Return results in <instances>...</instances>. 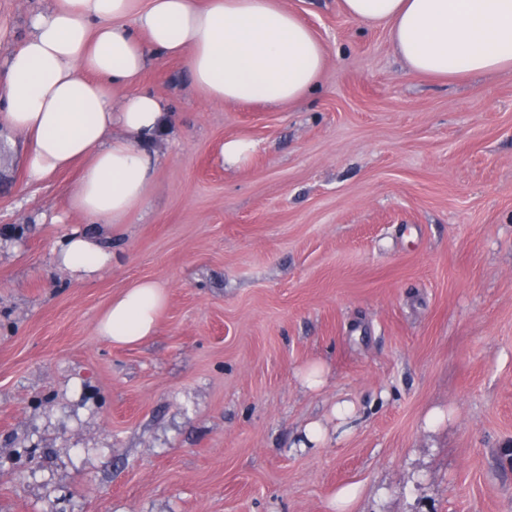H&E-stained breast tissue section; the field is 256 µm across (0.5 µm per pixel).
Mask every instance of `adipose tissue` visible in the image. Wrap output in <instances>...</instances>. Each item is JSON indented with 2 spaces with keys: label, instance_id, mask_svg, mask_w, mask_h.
<instances>
[{
  "label": "adipose tissue",
  "instance_id": "obj_1",
  "mask_svg": "<svg viewBox=\"0 0 512 512\" xmlns=\"http://www.w3.org/2000/svg\"><path fill=\"white\" fill-rule=\"evenodd\" d=\"M346 14L387 30L409 73L435 78L512 70V0H343ZM0 61V121L28 142V178L82 163L69 207L95 223H124L141 205L158 159L147 149L171 117L138 83L150 63L183 59L214 102L297 101L318 85L325 50L279 0H52ZM78 280L112 262L75 229L55 250ZM167 301L141 280L115 297L98 332L117 345L152 336Z\"/></svg>",
  "mask_w": 512,
  "mask_h": 512
}]
</instances>
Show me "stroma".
Segmentation results:
<instances>
[{
	"label": "stroma",
	"instance_id": "1",
	"mask_svg": "<svg viewBox=\"0 0 512 512\" xmlns=\"http://www.w3.org/2000/svg\"><path fill=\"white\" fill-rule=\"evenodd\" d=\"M280 2L326 49L317 88L214 103L150 65L175 122L119 230L70 211L79 167L29 181L0 140V512H331L354 484L353 512H512V72L412 75L342 0ZM49 4L0 0V54ZM74 227L113 253L87 281L54 261ZM141 279L158 329L112 344ZM313 420L330 439L299 450ZM255 150L252 141L245 138L231 139L221 147L220 159L222 164L238 165L245 163L251 157ZM167 296L153 280H140L112 299L98 332L117 345L136 344L153 336ZM326 374L327 372L322 364L312 363L300 369L298 376L304 388L317 392L326 385Z\"/></svg>",
	"mask_w": 512,
	"mask_h": 512
}]
</instances>
